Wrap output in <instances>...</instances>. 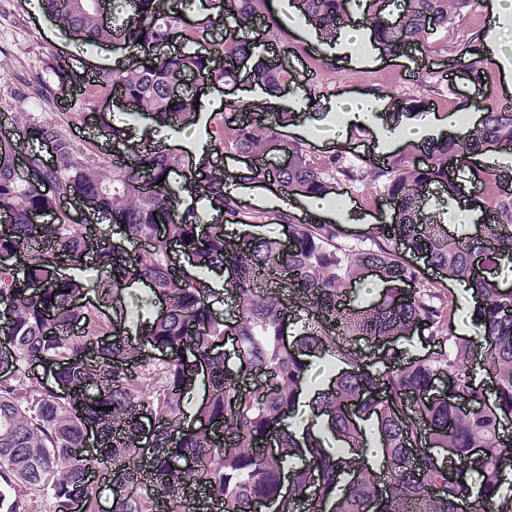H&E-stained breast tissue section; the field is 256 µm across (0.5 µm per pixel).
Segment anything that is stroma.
<instances>
[{
  "instance_id": "1",
  "label": "stroma",
  "mask_w": 512,
  "mask_h": 512,
  "mask_svg": "<svg viewBox=\"0 0 512 512\" xmlns=\"http://www.w3.org/2000/svg\"><path fill=\"white\" fill-rule=\"evenodd\" d=\"M489 0H474L471 7L457 14L447 32L437 36L427 50L406 48L395 53L379 52L371 66L354 67L340 48L307 41L300 29L286 23L280 40L263 44L262 53L297 72L299 79L282 95L288 103L302 100L310 88H317L316 110L320 119L305 144L315 165L332 154H342L352 164L366 158L400 154V147L382 148L377 142L378 127L345 125L341 114L326 110L328 100L359 95L382 97L389 86H398L406 95L423 97L427 113L439 119L456 116L459 122L469 120L466 100H493L512 103V89L507 88L498 65H491L484 84L475 85L454 76L453 58L458 47L475 42L484 34ZM0 9L10 11L15 21L0 26V113L25 112L37 121L61 125L62 130L78 146L98 147L105 151L109 142L103 134V123L121 124L120 107L107 105L103 110L86 109L81 92L71 88L62 101L50 104L32 86L33 76L48 74L53 56L75 59L85 68L108 67L112 60L105 48L87 45L60 34L58 27L35 7L32 0H0ZM330 58V67L317 64L318 57ZM85 112V123L67 124L69 112ZM328 197L352 207L351 219L341 221L335 214L325 219L335 224L342 241L352 242L368 233L371 222L390 216L388 203L379 191L336 181Z\"/></svg>"
}]
</instances>
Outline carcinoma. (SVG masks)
I'll return each mask as SVG.
<instances>
[{
  "mask_svg": "<svg viewBox=\"0 0 512 512\" xmlns=\"http://www.w3.org/2000/svg\"><path fill=\"white\" fill-rule=\"evenodd\" d=\"M304 22L324 39L336 37L348 0H298ZM472 0H406L393 23L380 20L384 0H369L368 20L388 51L424 49L448 29ZM44 10L71 38L86 44L135 45L140 54L86 76L82 91L99 100L119 91L133 118L150 115L161 127L181 129L202 110L200 83L235 84L236 64H249L252 85L279 95L296 76L256 54L257 45L279 40L280 23L267 0H218L215 14L190 24L186 0H134V14L105 15L104 0H43ZM259 22L249 39L238 30ZM178 39L187 51L157 55ZM59 88L77 78L70 60L52 57ZM180 87L179 92L172 86ZM387 131L400 116L418 117L424 101L392 95ZM241 101L225 103L205 131L206 153L174 152L132 144L123 129L104 126L110 160L79 148L57 125L15 112L10 125L32 141L49 144L53 161L26 154L35 182L22 183L16 166L23 147L13 130L0 129V300L9 308L0 323V512H30L48 499L53 512H98L88 485L91 470H111L112 512H291L292 500L319 489L311 512H512V490H503L512 460V290L502 287V262L512 264V164L489 161L512 150V107L495 104L484 119L456 137L428 145V162L390 158L384 165L345 164L335 154L321 166L305 144L283 140L276 129L241 122L236 153L256 158L269 145L288 159L282 169L254 167V179L272 177L283 195L327 197L336 176L379 189L393 210L389 224H375L366 239L338 241L336 225L313 224L286 209L272 215L243 206L228 190L224 167L210 161L224 153V127ZM493 181L499 192H464ZM182 172L173 187L170 174ZM433 183L448 200H464L457 217L493 207L497 222L481 238L448 233V225L423 223L421 207ZM202 186V209L178 212L180 192ZM73 198L88 215L119 229L133 254L97 236V224L77 222L61 207ZM238 224L272 220L288 225V243L277 238H236L208 211ZM191 260L193 273L172 267L169 247ZM417 254L450 281L465 283L477 307L473 321L481 343L456 333L457 298L405 263L399 247ZM90 269L98 301L81 302L84 281L61 273ZM226 272L235 319L214 311L211 282ZM384 285L381 299L355 303L349 285L366 272ZM147 285L165 313L127 326L118 290ZM110 305L112 316L103 312ZM300 328L286 342L288 323ZM420 332L429 351L413 359L396 339ZM101 336L107 346L91 350ZM365 341L364 349L359 343ZM150 348L169 357L144 356ZM335 356L342 367L309 402L324 421L331 446L309 426H292L309 359ZM33 363L50 367L45 381ZM259 377L260 387H248ZM205 396L194 409L185 397L197 382ZM233 438L224 446V435ZM273 441L275 451L260 448ZM92 447L85 457L74 449ZM441 448L451 452L444 455ZM479 483L471 496V484Z\"/></svg>",
  "mask_w": 512,
  "mask_h": 512,
  "instance_id": "cac0c4a2",
  "label": "carcinoma"
}]
</instances>
